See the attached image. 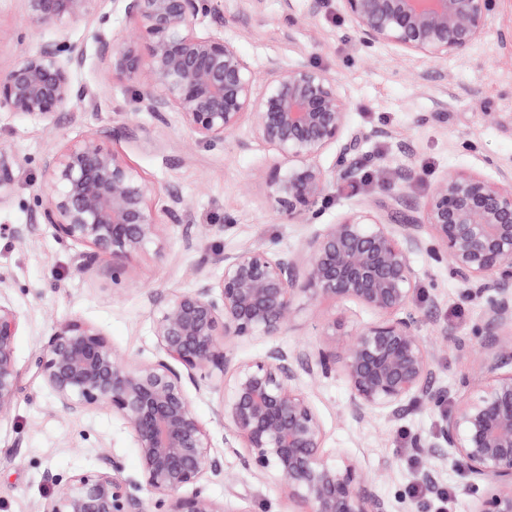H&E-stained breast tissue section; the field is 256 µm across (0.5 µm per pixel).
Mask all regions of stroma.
I'll use <instances>...</instances> for the list:
<instances>
[{
	"label": "stroma",
	"mask_w": 512,
	"mask_h": 512,
	"mask_svg": "<svg viewBox=\"0 0 512 512\" xmlns=\"http://www.w3.org/2000/svg\"><path fill=\"white\" fill-rule=\"evenodd\" d=\"M308 0H211L206 19L223 28L249 58L257 79H264L269 61L307 63L335 76L350 106L351 126L363 132L387 127L385 139L363 141L359 164L362 180L330 192L319 224H332L359 203L379 205L388 199V186L400 170L413 179L401 190L407 208L422 207L434 182L454 170L497 177L512 169V0H496L489 32L466 52L426 64L407 59L386 47L373 55L362 51L352 27L341 17L338 0H322L318 14L306 18ZM134 23L104 0L99 11L73 23L67 41L85 46L90 54L76 81L103 94L100 107L60 113L54 126L0 111V151L22 159L14 172L11 201L0 206V297L21 317L16 342L20 389L10 413L0 418V512H43L57 481L97 467L102 453L113 454L121 469L119 481L136 476L139 458L123 421L104 409L65 414L53 395L33 373L32 363L57 324L73 318L97 326L119 352L143 361L157 356L151 332L152 306L147 290L174 292L190 288L188 268L202 265L218 277L224 255L245 244L273 250L302 252L310 224H282L272 213L264 186L255 180L267 165L268 149L249 140L250 120L224 144L207 146L194 140L178 123L155 124L136 113L131 90L113 82L91 51L98 32H128ZM54 30L30 21L22 0H0V70L7 69L22 50L36 51ZM446 113L437 122L433 113ZM142 125L137 139L116 140L114 127ZM97 131L150 183L161 186L152 198L163 212L166 189L187 201L180 223L166 226L162 248L153 247L132 261L113 294L111 270L81 274L74 270V246L59 242L49 226L39 225L22 242L12 228L31 223L35 192L42 179L45 155L60 138ZM317 223V224H318ZM420 271L414 306L421 313V332L437 355L438 384L449 400L465 395L479 375V355L472 329L485 321L484 302H466L462 285L448 265L432 263L426 254L415 257ZM341 320L346 329L368 320L359 305L346 302L316 315L304 306L285 335L273 343L288 348L325 343L327 318ZM271 341L237 340L231 348L239 359L259 356ZM304 388L326 429V450L340 449L370 474L388 471L378 492L391 512H413L408 494L418 478L420 463L410 450L412 437L430 436L441 423L442 409L413 410L393 420L383 414L356 420L348 411V392L340 376L308 380ZM194 408L212 439L210 456L219 472L209 475L205 491L228 500L243 512H289L280 481L259 480L240 457L224 445V426L216 415L218 394L193 393ZM232 482H225V475Z\"/></svg>",
	"instance_id": "35a3bbf8"
}]
</instances>
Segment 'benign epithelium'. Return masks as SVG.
Here are the masks:
<instances>
[{"mask_svg":"<svg viewBox=\"0 0 512 512\" xmlns=\"http://www.w3.org/2000/svg\"><path fill=\"white\" fill-rule=\"evenodd\" d=\"M27 17L62 33L94 11L101 0H23ZM210 0H112L134 19L137 31L94 36L96 57L112 79L128 85L138 110L160 125L175 114L196 140L216 146L245 116L251 138L272 152L255 172L266 187L276 219L312 224L330 190L361 178L356 155L362 142L389 137L375 128L347 133L350 108L336 77L313 65L269 62L263 85L248 58L224 35L205 27ZM359 44L390 47L404 57L433 63L465 52L490 30L493 0H340ZM86 50L57 39L35 52L21 51L0 71V111L48 126L77 103L98 107L102 96L75 81ZM335 151L325 167L321 156ZM16 159L0 151V204L13 192ZM142 174L96 132L67 140L43 161L35 194L34 224L16 229L25 239L46 224L63 243L81 246L74 269L82 274L112 260L117 282L132 260L160 243L163 227ZM169 223L178 224L184 198L167 192ZM307 261L260 244L224 255L221 276L192 270L194 285L148 293L158 356L152 362L117 353L94 324H59L35 358L33 369L66 414L105 407L132 434L140 471L132 486L145 491L156 512H236L205 493L211 437L198 419L189 388L222 393L217 409L228 436L243 443L244 464L260 478L283 483L299 512H389L375 491L376 478L343 452L324 450L326 430L301 380L339 375L349 391L348 409L363 420L383 413L399 419L413 409L443 405L433 351L412 309L419 283L418 253L440 263L467 285L462 297L487 304L484 326L474 330L487 349L480 379L457 402L432 438L411 444L436 463L421 480L438 486L437 464L452 460L468 477L472 512H512V173L490 180L477 173L439 177L422 210L393 219L360 207L305 240ZM306 299L351 301L374 318L356 326L343 353L323 345L288 350L272 344L258 358L235 361L232 340L283 335ZM17 311L0 300V417L18 394ZM117 459L107 453L97 468L60 486L44 512H148L123 490ZM192 488L189 494L184 493Z\"/></svg>","mask_w":512,"mask_h":512,"instance_id":"benign-epithelium-1","label":"benign epithelium"}]
</instances>
